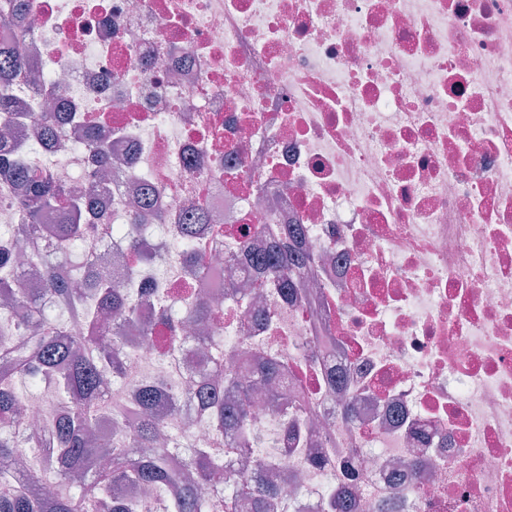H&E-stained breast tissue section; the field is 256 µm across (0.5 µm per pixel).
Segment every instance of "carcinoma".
Instances as JSON below:
<instances>
[{
	"mask_svg": "<svg viewBox=\"0 0 512 512\" xmlns=\"http://www.w3.org/2000/svg\"><path fill=\"white\" fill-rule=\"evenodd\" d=\"M23 68L22 56L0 45V85L9 83ZM84 143L96 153L101 167L111 164L110 149L94 130H86ZM12 180L26 237H38L41 219L51 216L57 219V253L69 256L84 235L82 212L94 209V202L71 197L52 176L22 165L13 168ZM153 193L150 185L142 188L132 223L146 215ZM292 235L290 229L288 235L272 239L268 250L255 257L267 277L287 289L293 287L295 271L311 264L310 256L288 240ZM12 253L11 244L0 239L3 312L14 326L27 328L30 345L22 354L8 339H0V359L9 367L7 373L0 374V512H230V502L203 499L198 487L208 485L222 491L231 482L233 493L250 495L256 512L273 507L280 497L277 487L233 482L209 448L185 441L169 451L138 455V449L157 444V411L177 407L182 398L172 384L161 382L134 391V408H118L131 425L113 430L109 439L100 436V444H95L89 430L100 410L98 397L105 375L123 373L121 331L101 322L102 313L137 326L144 334L148 327L140 324L131 300L111 281L87 272L75 283L61 277L56 264L48 262L41 271L46 295L70 308H81L86 318V334L70 335L64 318L28 309L26 293L8 288ZM218 375L224 386L243 393L251 386V377L233 366L220 367ZM20 381L33 387L53 384L47 397V443L31 435L20 418ZM198 397L216 437L234 430L243 449L260 440L250 431L246 403L226 406L211 399L203 387ZM24 441L31 449L25 474L20 476L13 468L14 448ZM48 471L55 475V492L45 495L37 473Z\"/></svg>",
	"mask_w": 512,
	"mask_h": 512,
	"instance_id": "cac0c4a2",
	"label": "carcinoma"
}]
</instances>
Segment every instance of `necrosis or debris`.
I'll use <instances>...</instances> for the list:
<instances>
[{"label": "necrosis or debris", "instance_id": "obj_1", "mask_svg": "<svg viewBox=\"0 0 512 512\" xmlns=\"http://www.w3.org/2000/svg\"><path fill=\"white\" fill-rule=\"evenodd\" d=\"M24 58L0 113L22 158L106 203L84 244L104 275L147 181L171 245L143 284L179 318L208 309L175 359L125 331L123 394L207 379L213 362L285 367L250 393L274 444L216 438L193 404L166 444L281 487L271 512H512V0H17ZM112 150L40 147L47 105ZM209 222L178 245L181 215ZM315 259L286 291L244 259L270 228ZM353 405V419L341 412Z\"/></svg>", "mask_w": 512, "mask_h": 512}]
</instances>
